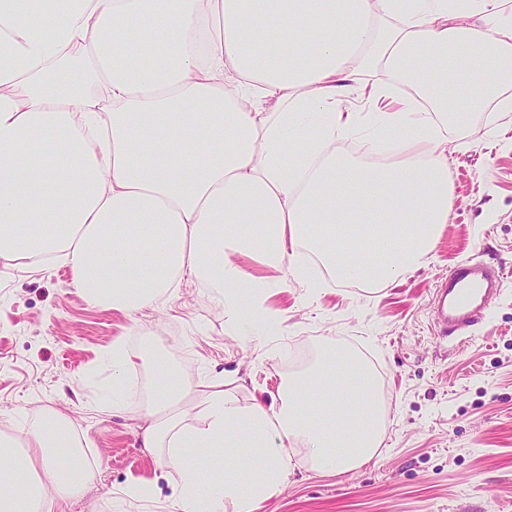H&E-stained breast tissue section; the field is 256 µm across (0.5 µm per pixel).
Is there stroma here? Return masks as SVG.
<instances>
[{
	"mask_svg": "<svg viewBox=\"0 0 512 512\" xmlns=\"http://www.w3.org/2000/svg\"><path fill=\"white\" fill-rule=\"evenodd\" d=\"M448 137L457 144L448 157L454 209L429 264L374 285L320 266L314 295L289 280L270 299L282 321L271 345L236 335L205 282L183 280L163 302L126 315L88 303L61 264L0 280V421L20 430L46 407L72 419L93 477L68 512H114L112 490L135 478L156 479V497L128 512H168L172 485L138 442L139 406L116 413L101 396L118 339L193 376L237 380L245 403L271 404L328 351L373 376L390 410L377 456L326 474L295 445L294 470L263 512H512V122L478 112ZM472 256L503 270L501 292L481 324L438 341L431 292Z\"/></svg>",
	"mask_w": 512,
	"mask_h": 512,
	"instance_id": "stroma-1",
	"label": "stroma"
}]
</instances>
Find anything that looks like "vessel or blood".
<instances>
[{
	"label": "vessel or blood",
	"instance_id": "obj_1",
	"mask_svg": "<svg viewBox=\"0 0 512 512\" xmlns=\"http://www.w3.org/2000/svg\"><path fill=\"white\" fill-rule=\"evenodd\" d=\"M504 282V273L480 258L451 266L431 300L434 333L445 340L485 319Z\"/></svg>",
	"mask_w": 512,
	"mask_h": 512
}]
</instances>
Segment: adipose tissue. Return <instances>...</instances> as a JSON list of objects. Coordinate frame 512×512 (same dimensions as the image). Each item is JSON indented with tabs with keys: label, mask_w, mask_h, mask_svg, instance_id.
Returning a JSON list of instances; mask_svg holds the SVG:
<instances>
[{
	"label": "adipose tissue",
	"mask_w": 512,
	"mask_h": 512,
	"mask_svg": "<svg viewBox=\"0 0 512 512\" xmlns=\"http://www.w3.org/2000/svg\"><path fill=\"white\" fill-rule=\"evenodd\" d=\"M430 49L453 66L430 76ZM510 84L512 0H0V274L60 262L125 313L188 277L240 335L274 338L268 298L310 257L358 282L425 263L452 213L448 130L489 102L511 121ZM356 137L390 159L337 154ZM140 371L169 512H258L298 443L324 473L380 446L369 374L332 352L269 405L118 342L113 406L139 397ZM77 446L53 408L0 435V512L78 497L59 458ZM238 448L247 463L216 466Z\"/></svg>",
	"instance_id": "adipose-tissue-1"
}]
</instances>
